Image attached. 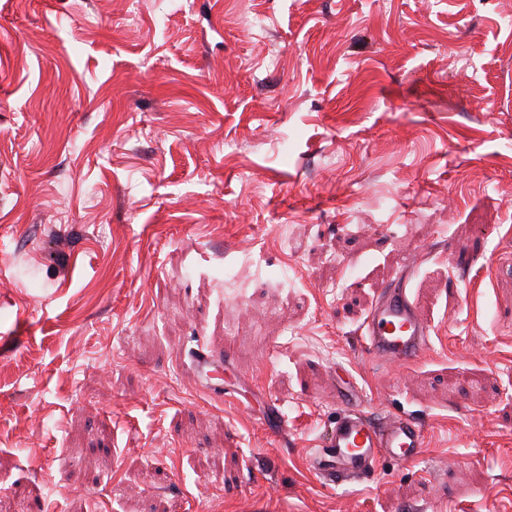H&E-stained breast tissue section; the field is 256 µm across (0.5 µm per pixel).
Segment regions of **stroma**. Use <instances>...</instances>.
I'll list each match as a JSON object with an SVG mask.
<instances>
[{"mask_svg":"<svg viewBox=\"0 0 512 512\" xmlns=\"http://www.w3.org/2000/svg\"><path fill=\"white\" fill-rule=\"evenodd\" d=\"M0 512H512V0H0ZM407 282L403 273L393 278L366 321L364 350L377 364H410L428 349L430 328L410 300ZM425 447L424 428L412 419L391 415L376 423L350 409L336 420L323 448L314 450L309 460L326 481L353 482L365 477L382 459L413 461Z\"/></svg>","mask_w":512,"mask_h":512,"instance_id":"stroma-1","label":"stroma"}]
</instances>
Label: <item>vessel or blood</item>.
Instances as JSON below:
<instances>
[{
  "mask_svg": "<svg viewBox=\"0 0 512 512\" xmlns=\"http://www.w3.org/2000/svg\"><path fill=\"white\" fill-rule=\"evenodd\" d=\"M407 282L403 273L393 278L366 321L364 350L376 363L409 364L429 346V325L410 300ZM425 446L423 426L410 418L391 415L376 423L350 409L337 419L324 446L314 450L309 460L325 480L353 482L365 477L381 460H415Z\"/></svg>",
  "mask_w": 512,
  "mask_h": 512,
  "instance_id": "obj_1",
  "label": "vessel or blood"
}]
</instances>
